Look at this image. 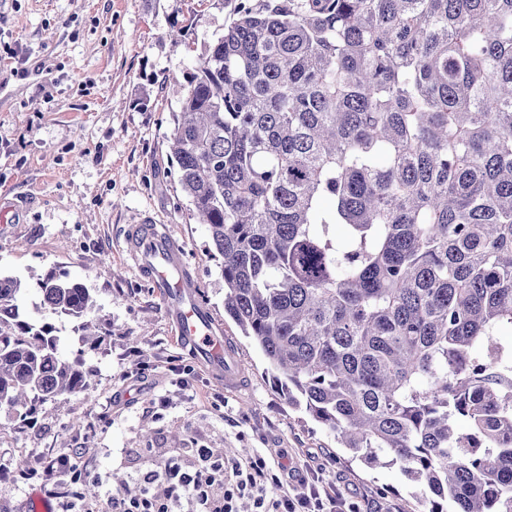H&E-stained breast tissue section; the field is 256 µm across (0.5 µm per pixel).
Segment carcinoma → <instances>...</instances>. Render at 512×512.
Wrapping results in <instances>:
<instances>
[{"label":"carcinoma","instance_id":"1","mask_svg":"<svg viewBox=\"0 0 512 512\" xmlns=\"http://www.w3.org/2000/svg\"><path fill=\"white\" fill-rule=\"evenodd\" d=\"M170 137L224 313L274 386L424 512H512V0H240ZM40 306L101 327L53 271ZM0 274V409L87 388Z\"/></svg>","mask_w":512,"mask_h":512}]
</instances>
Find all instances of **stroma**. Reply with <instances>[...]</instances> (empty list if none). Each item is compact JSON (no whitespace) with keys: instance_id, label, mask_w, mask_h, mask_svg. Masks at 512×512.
Listing matches in <instances>:
<instances>
[{"instance_id":"obj_1","label":"stroma","mask_w":512,"mask_h":512,"mask_svg":"<svg viewBox=\"0 0 512 512\" xmlns=\"http://www.w3.org/2000/svg\"><path fill=\"white\" fill-rule=\"evenodd\" d=\"M233 0H0V272L28 286L22 302L55 324L87 389L46 407L35 427L0 411V512H51L72 498L105 512V490L205 446L239 459L281 455L290 474L320 478L353 512H423L399 464L370 469L275 388L262 353L224 312V282L195 223L169 150L173 81L234 20ZM148 214L185 262L234 350L228 389L181 347L166 303L127 255L124 231ZM81 280L112 334L90 350L69 319L41 308L48 270ZM89 474L25 480L53 454Z\"/></svg>"}]
</instances>
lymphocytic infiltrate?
<instances>
[{
  "label": "lymphocytic infiltrate",
  "mask_w": 512,
  "mask_h": 512,
  "mask_svg": "<svg viewBox=\"0 0 512 512\" xmlns=\"http://www.w3.org/2000/svg\"><path fill=\"white\" fill-rule=\"evenodd\" d=\"M186 455L140 471L141 497L108 493L109 512H237L236 501L244 497L252 500L253 512H324L319 490L308 479L270 493L274 473L265 457L243 461L211 448H190Z\"/></svg>",
  "instance_id": "1"
}]
</instances>
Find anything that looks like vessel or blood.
I'll list each match as a JSON object with an SVG mask.
<instances>
[{"mask_svg": "<svg viewBox=\"0 0 512 512\" xmlns=\"http://www.w3.org/2000/svg\"><path fill=\"white\" fill-rule=\"evenodd\" d=\"M127 246L155 291L169 302V318L178 342L209 368L223 371L225 386L236 387V356L222 341L220 329L199 300L183 248L149 217L129 230Z\"/></svg>", "mask_w": 512, "mask_h": 512, "instance_id": "b4317fda", "label": "vessel or blood"}]
</instances>
